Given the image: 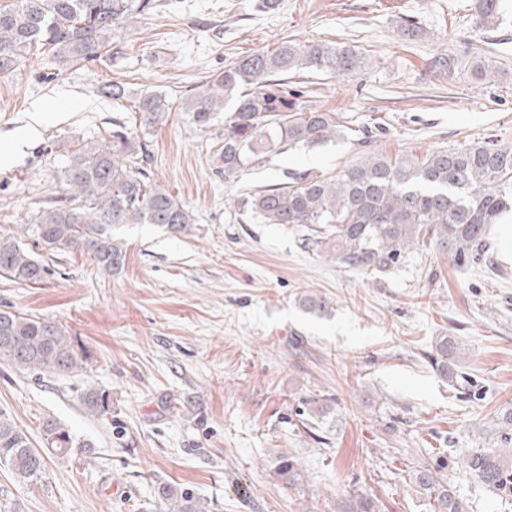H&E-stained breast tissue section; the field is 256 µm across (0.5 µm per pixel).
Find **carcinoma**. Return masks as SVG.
I'll use <instances>...</instances> for the list:
<instances>
[{
  "mask_svg": "<svg viewBox=\"0 0 512 512\" xmlns=\"http://www.w3.org/2000/svg\"><path fill=\"white\" fill-rule=\"evenodd\" d=\"M149 0H13L0 7V73L13 71L31 52H48L60 65L94 62L112 53L116 32L148 7ZM494 61L472 63L480 80L497 73ZM364 57L352 46L288 40L224 66L204 86L184 99L181 111L196 126L211 127L224 113L217 139L216 163L231 178L269 153L297 146L314 147L341 135L343 121L332 112L305 107L302 92L279 77L296 73L356 75ZM101 93L119 103L129 97L123 83L103 85ZM146 125L165 121L170 103L146 91L135 100ZM146 146L131 133L112 132V143H89L71 156L63 170L69 205L42 208L20 225V232L0 234V274L17 283L36 285L51 270L25 247L30 237L47 250L80 249L98 269L110 274L125 261L123 244L112 239L117 224H158L178 233L195 222L193 211L150 179L142 163ZM237 208L264 224L312 228V243L336 244V259L364 274L395 267L409 247L425 237L456 265L485 253L488 226L512 211V148L492 141L440 149L422 158L391 157L364 151L360 160L334 175L295 172L287 185L263 189L237 202ZM462 350L453 336H441L427 359L450 383L459 382ZM57 373L90 372L92 351L61 325L16 311L0 310V364ZM93 416L112 411V396L97 387L82 395ZM502 452L475 451L464 464L492 491L512 486V409L501 419ZM44 447L36 448L8 417L0 414V465L19 482L41 479L47 460L64 458L78 442L54 418L42 424ZM275 474L288 486L299 483L298 463L277 453ZM412 481L433 499L434 512H468L467 503L448 489L442 468L422 466ZM158 501L172 512H204L189 494L171 485L157 487ZM336 512H381L375 498L346 494Z\"/></svg>",
  "mask_w": 512,
  "mask_h": 512,
  "instance_id": "obj_1",
  "label": "carcinoma"
}]
</instances>
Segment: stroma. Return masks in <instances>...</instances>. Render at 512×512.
I'll use <instances>...</instances> for the list:
<instances>
[{
    "instance_id": "obj_1",
    "label": "stroma",
    "mask_w": 512,
    "mask_h": 512,
    "mask_svg": "<svg viewBox=\"0 0 512 512\" xmlns=\"http://www.w3.org/2000/svg\"><path fill=\"white\" fill-rule=\"evenodd\" d=\"M154 2L118 34L111 56L60 68L34 54L0 74V140L35 107L53 114L0 169V233L60 204L70 156L111 141L117 124L146 144L151 177L195 216L180 233L114 228L126 260L112 275L71 250L45 255L43 284L0 276V309L63 325L97 359L86 374L0 364V412L34 446L49 417L93 443L52 459L32 484L0 468V512H163L162 483L207 512H334L350 492L378 499L382 512H433L412 482L422 465L443 466L469 512H512V494L488 491L462 463L471 449L499 447L494 426L512 408V261L492 242L465 267L417 247L373 278L297 227L233 207L293 170L335 174L366 148L419 158L489 139L512 147V0H499L489 23L475 0H280L270 12L255 0ZM408 19L424 37L402 34ZM288 39L364 56L357 75H308L299 85L309 106L343 116L349 132L225 178L215 163L223 122L197 127L182 99L229 62ZM481 56L498 65L488 83L471 72ZM439 57L453 59L451 70L434 68ZM112 81L174 107L144 125L132 101L100 94ZM307 294L331 311L308 313L299 304ZM440 336L465 350L463 386L423 357ZM89 383L110 392L111 414L85 412ZM281 450L300 465L296 487L274 474Z\"/></svg>"
}]
</instances>
